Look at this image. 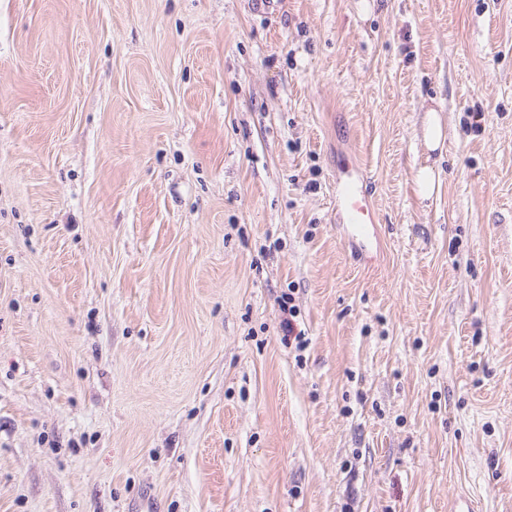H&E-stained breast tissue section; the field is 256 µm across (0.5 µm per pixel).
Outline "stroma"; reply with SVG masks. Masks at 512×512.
I'll list each match as a JSON object with an SVG mask.
<instances>
[{
	"instance_id": "35a3bbf8",
	"label": "stroma",
	"mask_w": 512,
	"mask_h": 512,
	"mask_svg": "<svg viewBox=\"0 0 512 512\" xmlns=\"http://www.w3.org/2000/svg\"><path fill=\"white\" fill-rule=\"evenodd\" d=\"M464 499L512 512V0H0V512ZM339 224H342L348 239L361 251L368 247L374 234V212L365 194L360 192L357 179L348 174L346 179L336 182Z\"/></svg>"
}]
</instances>
